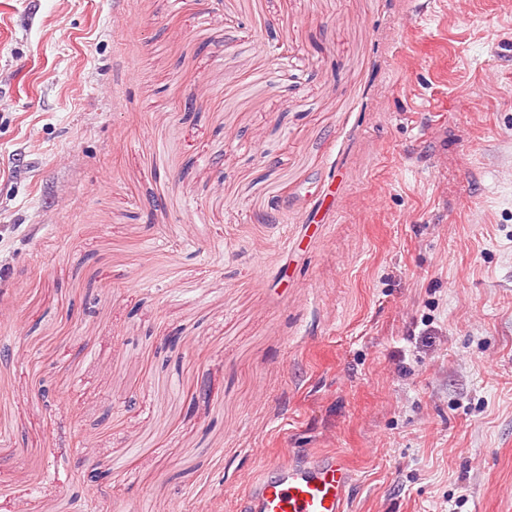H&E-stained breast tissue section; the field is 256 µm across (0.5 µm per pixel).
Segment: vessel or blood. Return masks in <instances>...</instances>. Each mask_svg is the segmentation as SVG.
Here are the masks:
<instances>
[{
  "label": "vessel or blood",
  "instance_id": "b4317fda",
  "mask_svg": "<svg viewBox=\"0 0 512 512\" xmlns=\"http://www.w3.org/2000/svg\"><path fill=\"white\" fill-rule=\"evenodd\" d=\"M354 480L343 455L298 451L248 479L238 493L236 512H347Z\"/></svg>",
  "mask_w": 512,
  "mask_h": 512
}]
</instances>
